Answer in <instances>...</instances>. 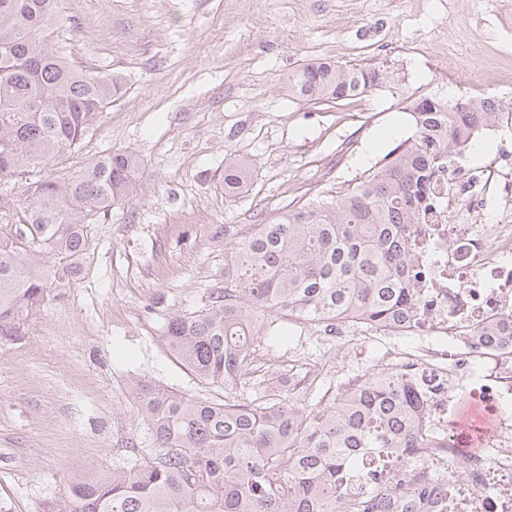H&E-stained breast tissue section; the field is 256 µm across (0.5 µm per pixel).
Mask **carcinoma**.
Instances as JSON below:
<instances>
[{
    "instance_id": "carcinoma-1",
    "label": "carcinoma",
    "mask_w": 512,
    "mask_h": 512,
    "mask_svg": "<svg viewBox=\"0 0 512 512\" xmlns=\"http://www.w3.org/2000/svg\"><path fill=\"white\" fill-rule=\"evenodd\" d=\"M61 0H0V180L11 179L19 228L0 237V341L26 334L50 288L83 273L86 228L128 197L137 161L99 156L67 177L34 169L76 150L122 89L49 40ZM375 69L314 62L288 74L289 96L342 100L376 89ZM412 134L360 177L284 211L270 224H216L224 284L205 311L169 319L162 341L201 380L261 385V337L281 318L336 328L355 319L397 327L419 305L405 239L442 200L440 173L497 121L484 99L436 95L409 105ZM247 166H224L239 195ZM152 446L131 462L71 479L65 512H431L440 476L409 449L430 442L426 402L396 370L370 369L336 400L299 408L228 394L214 402L137 385Z\"/></svg>"
}]
</instances>
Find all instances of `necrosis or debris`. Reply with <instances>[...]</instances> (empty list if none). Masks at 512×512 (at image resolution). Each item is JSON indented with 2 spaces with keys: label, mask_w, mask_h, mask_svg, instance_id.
I'll use <instances>...</instances> for the list:
<instances>
[{
  "label": "necrosis or debris",
  "mask_w": 512,
  "mask_h": 512,
  "mask_svg": "<svg viewBox=\"0 0 512 512\" xmlns=\"http://www.w3.org/2000/svg\"><path fill=\"white\" fill-rule=\"evenodd\" d=\"M502 160L458 166L456 189L406 241L419 306L404 328L414 343L395 366L427 399L426 459L448 485L439 512H512V183L496 176ZM478 327L490 337H475ZM466 399L491 419L473 452L448 425Z\"/></svg>",
  "instance_id": "obj_1"
}]
</instances>
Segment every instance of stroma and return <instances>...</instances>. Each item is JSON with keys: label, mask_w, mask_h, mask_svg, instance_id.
<instances>
[{"label": "stroma", "mask_w": 512, "mask_h": 512, "mask_svg": "<svg viewBox=\"0 0 512 512\" xmlns=\"http://www.w3.org/2000/svg\"><path fill=\"white\" fill-rule=\"evenodd\" d=\"M498 0H63L53 42L123 81L65 175L113 151L138 161L133 194L88 227L81 277L50 296L21 340L0 342V512H60L70 478L104 473L149 447L134 385L222 400L164 347L174 315L204 308L224 278L215 224L273 222L372 167L411 135L408 105L472 96L470 78L512 98L510 16ZM458 60L446 83L443 58ZM325 60L380 70L371 93L339 102L288 96V73ZM247 182L224 195V163ZM265 343L285 396L327 364L330 390L384 365L403 336L343 346L285 319Z\"/></svg>", "instance_id": "35a3bbf8"}]
</instances>
